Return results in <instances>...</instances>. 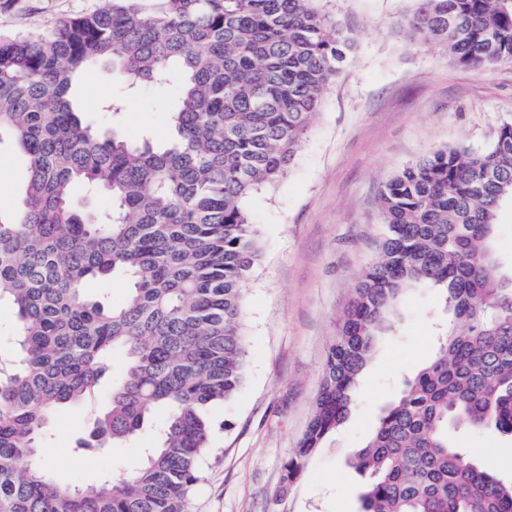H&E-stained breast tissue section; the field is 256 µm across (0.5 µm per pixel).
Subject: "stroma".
I'll list each match as a JSON object with an SVG mask.
<instances>
[{
    "label": "stroma",
    "instance_id": "1",
    "mask_svg": "<svg viewBox=\"0 0 512 512\" xmlns=\"http://www.w3.org/2000/svg\"><path fill=\"white\" fill-rule=\"evenodd\" d=\"M103 0H14L0 10V33L46 29L58 19L103 7ZM408 0H330L357 33L356 47L327 90L284 178L245 203L260 227L263 255L246 290L247 373L236 397L214 414L211 449L188 512H274L282 464L310 418L336 324L362 273L378 258L387 228L383 185L407 164L458 144L488 148L512 123V62L491 67L449 63L438 45H409L400 29ZM165 96L129 99L116 125L163 141ZM437 292L412 294L365 371L345 423L309 461L288 499L290 512H359V482L346 465L373 432L402 375L430 359ZM86 409L62 410L49 448L57 479L88 482L114 461L134 469L151 433L135 447L77 455L73 440ZM457 447L499 478H512V438L460 431Z\"/></svg>",
    "mask_w": 512,
    "mask_h": 512
}]
</instances>
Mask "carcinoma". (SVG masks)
<instances>
[{
  "label": "carcinoma",
  "mask_w": 512,
  "mask_h": 512,
  "mask_svg": "<svg viewBox=\"0 0 512 512\" xmlns=\"http://www.w3.org/2000/svg\"><path fill=\"white\" fill-rule=\"evenodd\" d=\"M322 0H108L50 28L0 35V140L22 152L19 203L0 208V301L16 359L0 363V512H187L212 411L246 371L245 290L262 243L244 201L276 183L355 48ZM407 37L451 62L512 61V0H411ZM98 64L125 93L177 96L166 144L106 138L73 95ZM110 199L86 210L75 188ZM512 203V124L480 151L438 149L382 188L388 233L338 321L311 420L282 466L277 512L345 422L406 295L441 291L460 326L404 378L350 466L360 512H512L505 482L453 446L450 428L512 436V271L498 256ZM132 284L120 306L92 279ZM125 359L112 379V355ZM90 407L75 450L155 445L131 472L61 482L33 448L63 408Z\"/></svg>",
  "instance_id": "carcinoma-1"
}]
</instances>
